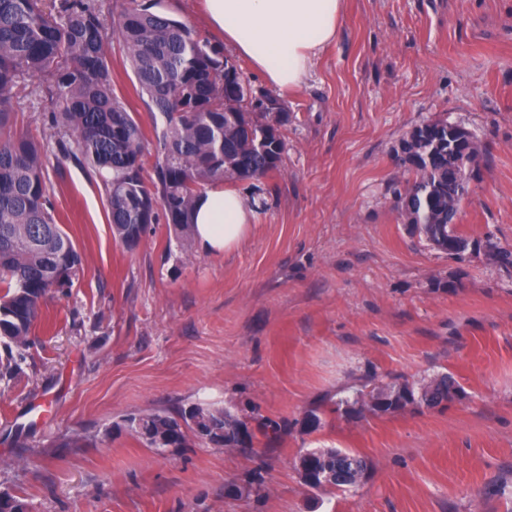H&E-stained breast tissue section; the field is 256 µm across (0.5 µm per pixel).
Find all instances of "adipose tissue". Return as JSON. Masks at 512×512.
<instances>
[{"mask_svg":"<svg viewBox=\"0 0 512 512\" xmlns=\"http://www.w3.org/2000/svg\"><path fill=\"white\" fill-rule=\"evenodd\" d=\"M208 26L277 89L298 87L318 50L333 42L344 0H204ZM254 210L237 191L216 181L198 196L192 237L211 254L236 249Z\"/></svg>","mask_w":512,"mask_h":512,"instance_id":"ef3b65f1","label":"adipose tissue"}]
</instances>
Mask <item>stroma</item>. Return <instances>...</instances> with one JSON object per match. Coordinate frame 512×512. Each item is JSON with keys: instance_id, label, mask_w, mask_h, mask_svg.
<instances>
[{"instance_id": "1", "label": "stroma", "mask_w": 512, "mask_h": 512, "mask_svg": "<svg viewBox=\"0 0 512 512\" xmlns=\"http://www.w3.org/2000/svg\"><path fill=\"white\" fill-rule=\"evenodd\" d=\"M222 49L253 96L272 88L204 19L202 0H152ZM112 85L145 135L154 117L110 39ZM26 80L16 126L43 141L58 224L81 265L47 298L20 371L0 378V490L29 512H504L512 500V267L458 262L409 233L394 188L400 139L439 118L483 154L458 229L512 249V0H346L338 36L288 110L279 172L235 180L248 237L211 255L151 225L116 242L101 182L50 140L53 105ZM450 373L462 401L302 427L322 396ZM204 403L277 440L157 452L129 414ZM313 448L370 464L349 491L305 487ZM260 492H247L253 476Z\"/></svg>"}]
</instances>
